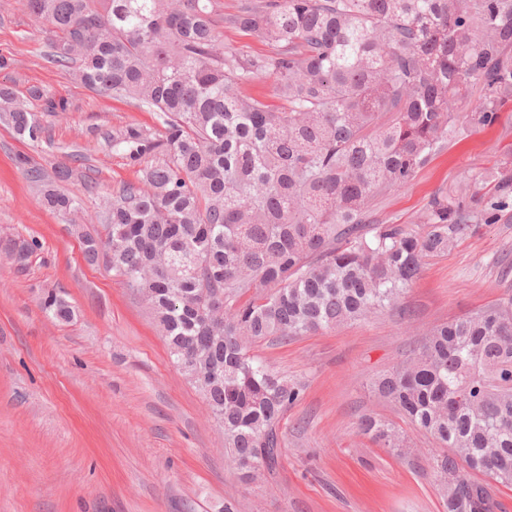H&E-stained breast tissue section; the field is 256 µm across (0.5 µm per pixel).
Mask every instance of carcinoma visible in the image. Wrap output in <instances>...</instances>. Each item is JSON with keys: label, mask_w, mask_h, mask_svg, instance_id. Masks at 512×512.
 <instances>
[{"label": "carcinoma", "mask_w": 512, "mask_h": 512, "mask_svg": "<svg viewBox=\"0 0 512 512\" xmlns=\"http://www.w3.org/2000/svg\"><path fill=\"white\" fill-rule=\"evenodd\" d=\"M47 26V63L91 90L156 113L161 129L129 125L112 148L137 179L103 198V232L85 238L126 288L144 297L177 366L224 432L246 481L272 473L280 424L304 386L248 344L333 330L390 309L425 259L452 250L512 198V170L437 196L421 230L371 220V204L406 186L457 133L488 127L512 101V0H19ZM224 27L267 42L245 55ZM271 75L283 106L243 86ZM480 92L470 105L472 91ZM0 121L34 145L44 127L0 83ZM44 204L82 209L42 169L18 159ZM224 319H211L215 291ZM43 310L68 320L50 291ZM370 391L446 452L432 475L447 512H494L491 486L512 487V297L427 329ZM360 429L400 452L398 426Z\"/></svg>", "instance_id": "cac0c4a2"}]
</instances>
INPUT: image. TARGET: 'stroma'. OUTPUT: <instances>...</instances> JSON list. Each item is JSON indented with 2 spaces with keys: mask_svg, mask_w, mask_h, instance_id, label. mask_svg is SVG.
I'll use <instances>...</instances> for the list:
<instances>
[{
  "mask_svg": "<svg viewBox=\"0 0 512 512\" xmlns=\"http://www.w3.org/2000/svg\"><path fill=\"white\" fill-rule=\"evenodd\" d=\"M46 33L17 0H0V71L22 98L39 90L64 103L47 112L33 146L0 125V512H446L431 475L435 441L375 398L372 378L418 346L420 332L512 296V205L448 254L430 258L393 310L336 331L253 352L302 399L281 422L275 473L244 482L224 457V436L202 395L174 364L148 304L104 263L89 264L99 197L136 169L107 141L129 124L157 130L154 113L97 94L47 63ZM47 175L72 169L62 190L83 210L66 221L43 207L15 157ZM512 162V103L490 129L464 127L405 187L373 202L382 224L414 225L434 196ZM37 242L26 264L13 243ZM56 290L74 310L58 321L41 308ZM396 423L411 451L397 456L360 433L361 416Z\"/></svg>",
  "mask_w": 512,
  "mask_h": 512,
  "instance_id": "1",
  "label": "stroma"
}]
</instances>
